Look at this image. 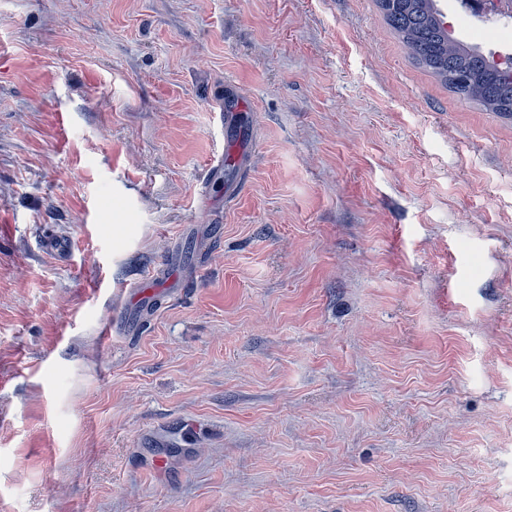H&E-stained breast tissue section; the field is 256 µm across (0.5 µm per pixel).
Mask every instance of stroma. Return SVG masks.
<instances>
[{
  "instance_id": "stroma-1",
  "label": "stroma",
  "mask_w": 512,
  "mask_h": 512,
  "mask_svg": "<svg viewBox=\"0 0 512 512\" xmlns=\"http://www.w3.org/2000/svg\"><path fill=\"white\" fill-rule=\"evenodd\" d=\"M0 512H512V116L375 0H0Z\"/></svg>"
}]
</instances>
